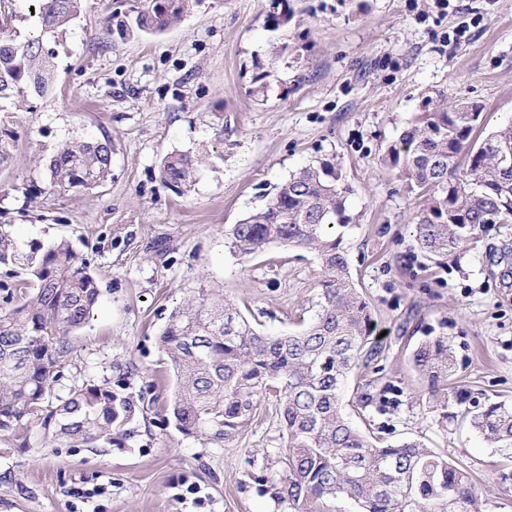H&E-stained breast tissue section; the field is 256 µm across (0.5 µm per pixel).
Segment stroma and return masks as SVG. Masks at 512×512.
<instances>
[{
	"label": "stroma",
	"instance_id": "35a3bbf8",
	"mask_svg": "<svg viewBox=\"0 0 512 512\" xmlns=\"http://www.w3.org/2000/svg\"><path fill=\"white\" fill-rule=\"evenodd\" d=\"M111 0H86L54 47L53 94L6 105L17 135L0 165V224L22 249L65 239L89 263L100 296L71 338L65 384L130 371L146 401L124 446L68 448L37 429L28 451L0 443V512H284L254 481L274 460L280 428L265 401L249 430L216 448L179 432L165 404L176 379L157 337L173 308L219 288L261 331H296L317 310L314 253L230 252L224 227L261 207L290 172L331 162L351 188L344 235L352 277L370 304L379 354L350 376L344 410L384 443L421 440L466 470L486 512H512V448L432 411L412 352L447 337L452 387L512 405V228L489 231L460 260L418 247L414 200L378 158L418 114L465 98L486 129L512 121V0H294L270 31L267 0H205L163 33H108ZM266 77L268 95L249 94ZM110 137L112 178L26 200L46 184L55 147ZM171 153L200 158L192 190L159 179ZM375 402L360 404L363 393ZM196 483L204 506L178 499Z\"/></svg>",
	"mask_w": 512,
	"mask_h": 512
}]
</instances>
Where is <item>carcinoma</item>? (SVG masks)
<instances>
[{
	"mask_svg": "<svg viewBox=\"0 0 512 512\" xmlns=\"http://www.w3.org/2000/svg\"><path fill=\"white\" fill-rule=\"evenodd\" d=\"M41 35L20 38L11 0H0V111L7 101L53 93L54 51L42 34L66 35L84 0H36ZM105 17L110 30L134 36L164 32L181 20L190 0H141ZM293 16L291 0H278L267 27L277 30ZM484 107L466 109L455 100L417 115L379 158L397 172L420 203L411 216L425 255L439 261L456 256L497 226L512 224V122L476 138ZM14 131L0 124V163L8 160ZM198 161L166 156L161 181L181 194L191 187ZM112 171V139L75 138L61 144L47 164L46 189L22 188L27 199L44 191L104 185ZM349 186L328 163L309 164L274 187L264 206L225 228L229 248L248 258L275 246L315 252L323 279L318 310L299 331L271 335L257 330L214 288L173 309L159 336L170 360L176 389L167 405L176 428L223 447L252 425L261 402L276 397L282 446L270 475L255 477L288 512H316L328 497L353 501L358 512H485L471 477L448 457L417 439L379 445L342 410L346 382L362 354L377 350L376 324L352 278L336 227L352 220ZM25 272L13 293L21 305L0 315V441L30 448L34 428L53 426L68 448H104L134 435L143 410L129 392V376L101 385H73L65 395L55 385L71 354L72 333L89 320L99 296L96 278L65 240L25 252L10 229L0 225V266ZM428 383L434 407L462 420L484 441L512 447V407L484 404L462 391L448 392L455 360L448 338L422 341L412 357Z\"/></svg>",
	"mask_w": 512,
	"mask_h": 512,
	"instance_id": "obj_1",
	"label": "carcinoma"
}]
</instances>
